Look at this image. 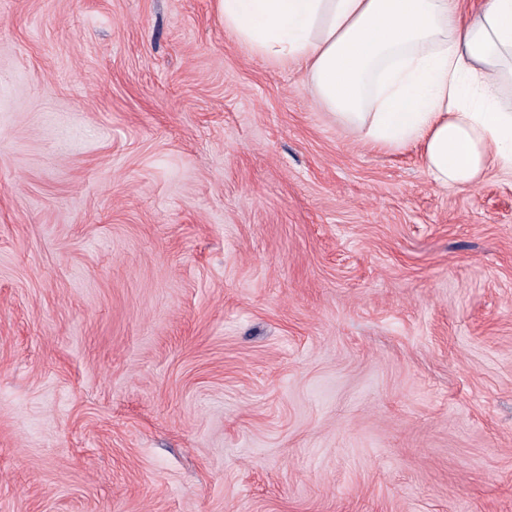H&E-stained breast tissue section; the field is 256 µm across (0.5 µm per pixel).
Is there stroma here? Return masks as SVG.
I'll return each mask as SVG.
<instances>
[{"label":"stroma","instance_id":"obj_1","mask_svg":"<svg viewBox=\"0 0 512 512\" xmlns=\"http://www.w3.org/2000/svg\"><path fill=\"white\" fill-rule=\"evenodd\" d=\"M0 512H512V175L216 0H0Z\"/></svg>","mask_w":512,"mask_h":512}]
</instances>
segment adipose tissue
<instances>
[{
    "label": "adipose tissue",
    "mask_w": 512,
    "mask_h": 512,
    "mask_svg": "<svg viewBox=\"0 0 512 512\" xmlns=\"http://www.w3.org/2000/svg\"><path fill=\"white\" fill-rule=\"evenodd\" d=\"M253 54L302 69L364 146L418 147L443 186L512 174V0H217Z\"/></svg>",
    "instance_id": "obj_1"
}]
</instances>
